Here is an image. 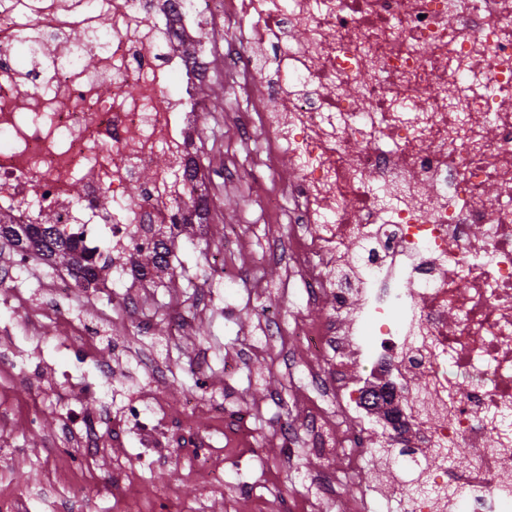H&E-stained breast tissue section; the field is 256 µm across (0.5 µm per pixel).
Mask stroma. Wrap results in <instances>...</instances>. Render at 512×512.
I'll return each instance as SVG.
<instances>
[{
	"label": "stroma",
	"mask_w": 512,
	"mask_h": 512,
	"mask_svg": "<svg viewBox=\"0 0 512 512\" xmlns=\"http://www.w3.org/2000/svg\"><path fill=\"white\" fill-rule=\"evenodd\" d=\"M242 47L232 31L213 45L205 87L209 101L217 108L197 138V164L206 180L208 209L190 235L174 237L173 273L166 282L150 285L143 301L144 331H137L113 305L112 292H123L130 284L129 279L116 275L109 283L110 293L87 309L89 316L106 319L107 331L98 339L93 355L81 364L63 348V326L55 316L43 317L37 330L27 326L29 315L42 301L43 280L20 277L17 289L21 300L0 303V353L13 351L32 358L40 369L34 380L18 376L0 380V497L16 500L23 512H55L60 497L70 502L89 499L91 512H114L112 485L126 474L145 494L154 488H169L185 512H224L225 496H238L243 486L260 496L273 490L287 497L314 496L318 487L312 478L319 461L312 452L299 448L289 464H281V426L301 428L305 416L320 409L335 421L337 430L345 432L355 424L354 419L328 405L305 380L308 364L318 363L332 373L336 370L334 359L264 337L267 319L276 317L286 323L304 315L316 319L321 309L307 305L293 255H282L276 262L268 257L270 246L287 238V225L260 218L261 192H279L295 180V169L287 161L273 172L259 166L254 152L241 146L236 127L224 120L225 112L233 106L231 95L224 91V52ZM228 161L238 176L225 181L217 171ZM286 279L291 280L293 293H277L278 284ZM174 311L191 317L185 335L176 340L157 325ZM144 342L153 345L158 365L167 371L166 378H157L153 368L125 356L111 383L96 394L82 395L79 384L96 377L100 358L113 357L117 345L134 349ZM251 344L259 347L256 357L234 371H226V359ZM200 354L208 361L205 404L226 401L250 416L251 447L229 439L221 441L225 457L235 458L251 449L263 457V464L225 467L222 493L204 496L187 478L192 457L183 447L178 429H171L173 443L167 451L147 466L140 458L136 434L118 442L104 428L93 459L101 477L99 484L87 490L63 475L57 480L55 496H34L33 483L53 469L57 448L66 449L74 459L86 454L72 436L61 433L67 409L81 408L89 414L102 403L109 420L115 422L136 393L149 390L171 402L180 400L195 391L194 364ZM25 400L36 402L40 408L41 427L37 431H28L12 414L16 403ZM367 442L368 451L355 474H347L344 461H337L336 502L325 512H349L353 501L365 496L370 499L371 512H400L398 500L382 501L372 496L376 470L384 461L381 451L390 442L378 431L369 432Z\"/></svg>",
	"instance_id": "35a3bbf8"
}]
</instances>
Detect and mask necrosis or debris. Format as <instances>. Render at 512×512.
Segmentation results:
<instances>
[{
  "instance_id": "necrosis-or-debris-1",
  "label": "necrosis or debris",
  "mask_w": 512,
  "mask_h": 512,
  "mask_svg": "<svg viewBox=\"0 0 512 512\" xmlns=\"http://www.w3.org/2000/svg\"><path fill=\"white\" fill-rule=\"evenodd\" d=\"M218 2L225 27L253 20L244 54L224 57L249 105L237 126L244 140L262 138L267 168L296 166L295 182L263 203L289 226L307 303L329 311L291 329L267 321V336L292 330L338 357L336 375L307 373L344 410L363 407L349 363L408 386L421 379L395 429L403 446L387 460L401 479L378 486L380 497L401 496L404 512H447L456 500L466 512H512V0ZM205 15L201 0H0V215L31 224L52 213L96 263L87 299L182 218L172 203L191 187L189 137L209 117L182 43L200 41L189 26ZM73 32L85 39L64 50ZM272 59L279 106L268 110L253 81ZM160 152L172 167L129 199ZM324 424L305 421L328 498L333 448L352 466L366 450L363 431L338 436ZM455 447L476 454L453 494Z\"/></svg>"
}]
</instances>
